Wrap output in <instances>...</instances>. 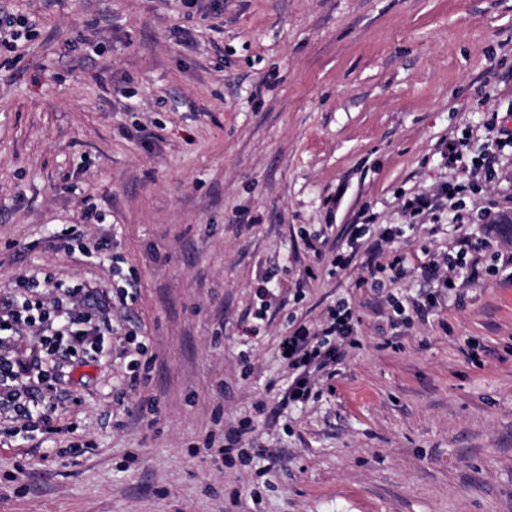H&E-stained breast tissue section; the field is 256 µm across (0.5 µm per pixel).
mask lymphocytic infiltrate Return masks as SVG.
Listing matches in <instances>:
<instances>
[{"instance_id":"lymphocytic-infiltrate-1","label":"lymphocytic infiltrate","mask_w":512,"mask_h":512,"mask_svg":"<svg viewBox=\"0 0 512 512\" xmlns=\"http://www.w3.org/2000/svg\"><path fill=\"white\" fill-rule=\"evenodd\" d=\"M488 172L484 164H472L465 180L441 184L433 193L413 195L403 208L410 219L425 222L446 201L473 194ZM473 248L471 239H461L455 257L447 263L434 258L423 265V277L438 286L437 292L427 295V305L436 304L438 293L454 290L477 275L478 266L468 257ZM443 267L448 270L444 277L439 274ZM126 301L125 293L112 299L83 283H53L48 275L18 277L10 295L0 299V411L10 413L12 421L21 423L25 431L55 434L54 405L47 401V394L64 382L67 366L103 354L114 333L109 312L114 303ZM26 334L36 338L33 356L13 355L17 337ZM354 334L352 316L341 304L330 311L320 331L301 327L282 338L280 348L291 375L288 390L292 400L301 402L309 397L316 374L333 376L340 348L353 344Z\"/></svg>"}]
</instances>
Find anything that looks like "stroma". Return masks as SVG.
<instances>
[{"instance_id": "stroma-1", "label": "stroma", "mask_w": 512, "mask_h": 512, "mask_svg": "<svg viewBox=\"0 0 512 512\" xmlns=\"http://www.w3.org/2000/svg\"><path fill=\"white\" fill-rule=\"evenodd\" d=\"M0 6L38 21L0 53V296L34 271L128 293L58 434H0V512H512V0ZM452 141L492 157L466 206L494 222L410 223L406 198L462 179ZM69 225L97 263L51 240ZM467 234L479 277L416 312L420 265ZM340 302L356 344L291 401L281 338ZM244 418L249 463L205 450Z\"/></svg>"}]
</instances>
